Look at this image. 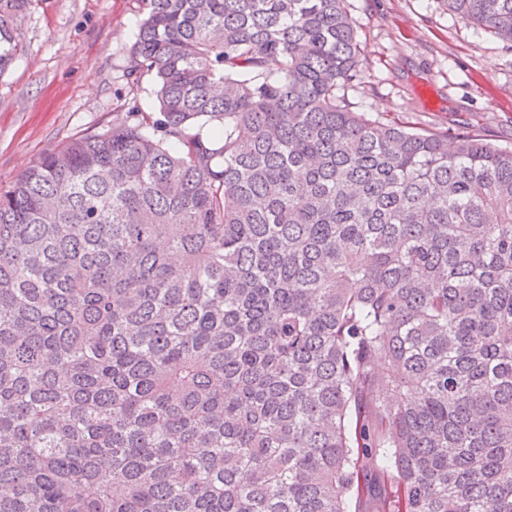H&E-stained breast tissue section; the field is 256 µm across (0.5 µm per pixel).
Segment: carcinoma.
Here are the masks:
<instances>
[{"label": "carcinoma", "instance_id": "cac0c4a2", "mask_svg": "<svg viewBox=\"0 0 512 512\" xmlns=\"http://www.w3.org/2000/svg\"><path fill=\"white\" fill-rule=\"evenodd\" d=\"M346 2L138 0L158 113L0 191V512H512V149L352 111Z\"/></svg>", "mask_w": 512, "mask_h": 512}]
</instances>
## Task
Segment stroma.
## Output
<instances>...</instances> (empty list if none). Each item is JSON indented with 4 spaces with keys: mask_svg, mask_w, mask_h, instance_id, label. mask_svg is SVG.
I'll return each mask as SVG.
<instances>
[{
    "mask_svg": "<svg viewBox=\"0 0 512 512\" xmlns=\"http://www.w3.org/2000/svg\"><path fill=\"white\" fill-rule=\"evenodd\" d=\"M360 44L353 111L512 147V51L440 0H348ZM142 15L137 0H39L0 75V188L46 151L112 124Z\"/></svg>",
    "mask_w": 512,
    "mask_h": 512,
    "instance_id": "obj_1",
    "label": "stroma"
}]
</instances>
